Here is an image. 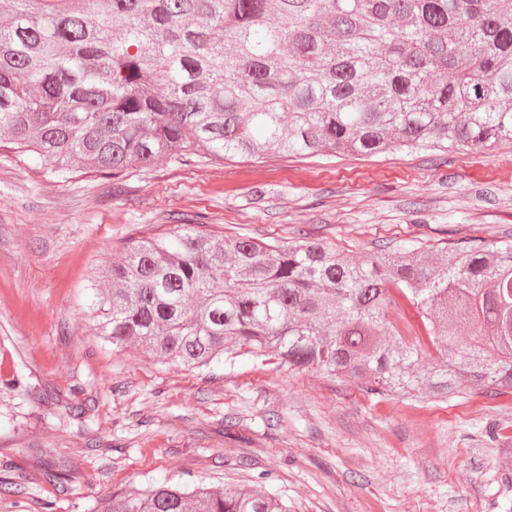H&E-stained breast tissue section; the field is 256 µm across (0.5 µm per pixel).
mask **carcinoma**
<instances>
[{
	"instance_id": "1",
	"label": "carcinoma",
	"mask_w": 512,
	"mask_h": 512,
	"mask_svg": "<svg viewBox=\"0 0 512 512\" xmlns=\"http://www.w3.org/2000/svg\"><path fill=\"white\" fill-rule=\"evenodd\" d=\"M506 140L512 0H0V142L61 176ZM92 288L113 347L187 370L247 357L353 378L377 400L512 391L510 240L357 262L306 236L183 224L131 241ZM394 307L442 344L437 360ZM267 481L164 480L98 512H288Z\"/></svg>"
}]
</instances>
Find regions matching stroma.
<instances>
[{
	"label": "stroma",
	"mask_w": 512,
	"mask_h": 512,
	"mask_svg": "<svg viewBox=\"0 0 512 512\" xmlns=\"http://www.w3.org/2000/svg\"><path fill=\"white\" fill-rule=\"evenodd\" d=\"M259 184L271 191L257 203ZM182 224L308 235L360 261L382 244L512 239V141L442 159L163 158L114 179L61 177L0 146V481L24 488L0 512H94L168 478L231 487L261 473L289 512H512L510 395L377 402L351 378L247 359L186 371L113 349L92 283L129 242ZM492 423L504 437L486 438ZM53 463L62 482L47 479Z\"/></svg>",
	"instance_id": "stroma-1"
}]
</instances>
